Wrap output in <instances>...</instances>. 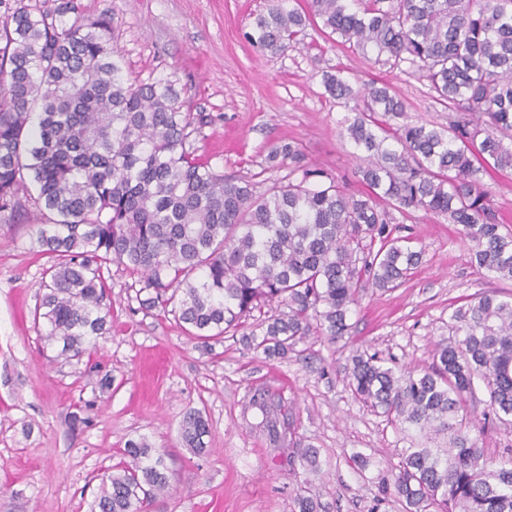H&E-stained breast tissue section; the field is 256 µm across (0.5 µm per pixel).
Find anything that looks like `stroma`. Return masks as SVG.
I'll use <instances>...</instances> for the list:
<instances>
[{
	"instance_id": "1",
	"label": "stroma",
	"mask_w": 512,
	"mask_h": 512,
	"mask_svg": "<svg viewBox=\"0 0 512 512\" xmlns=\"http://www.w3.org/2000/svg\"><path fill=\"white\" fill-rule=\"evenodd\" d=\"M81 2L87 13L110 18L124 77L171 83L198 129L197 155L249 181L258 195L287 179L290 162L269 153L291 141L315 184L334 180L349 194H369L343 128L348 111L329 97L325 75L391 86L412 123L444 127L456 117L412 67L376 63L375 53L349 48L321 21L285 53L256 48L244 34L268 0ZM483 183L498 222L512 229V170L489 171ZM390 216L394 235L422 250L420 266L394 290L363 292L342 339L312 335L283 358L249 350L245 338L286 305L264 306L204 344L173 312L142 308L138 283L114 263L104 271L111 333L92 355L59 358L34 321L50 264L37 228L24 217L0 223V512H89L103 474L121 462L127 441L140 438L165 449L170 475L169 492L146 512H294L296 489L308 477L321 512H401L382 495L381 478L401 449L444 448L448 437L423 436L355 399L351 357L365 350L427 370L453 310L486 294L512 295V280L478 270L470 243L447 217L412 208ZM105 378L110 388H102ZM257 392L283 400L295 439L318 451L317 473L270 447L249 407ZM191 408L210 427L201 455L180 440Z\"/></svg>"
}]
</instances>
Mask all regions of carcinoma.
Segmentation results:
<instances>
[{
	"label": "carcinoma",
	"instance_id": "cac0c4a2",
	"mask_svg": "<svg viewBox=\"0 0 512 512\" xmlns=\"http://www.w3.org/2000/svg\"><path fill=\"white\" fill-rule=\"evenodd\" d=\"M274 0L248 38L283 53L318 18L329 34L376 62L407 64L444 106L470 113L437 130L404 120L405 103L387 85L353 87L328 75L326 92L354 102L345 131L366 153L360 173L371 194L313 186L298 144L271 151L302 172L255 196L252 184L214 171L195 154L197 133L171 84L131 82L109 44L110 22L78 0H0V221L33 208L37 240L52 264L35 317L43 339L70 358L91 352L111 330L103 269L137 276L146 309L178 302V321L207 341L273 302L246 337L265 355L285 356L317 333L334 342L367 288L393 290L421 264L422 250L392 236L387 207L420 208L461 225L476 266L512 279V231L491 211L482 175L512 168V0ZM451 335L422 374L376 354L351 357L356 399L421 432L448 434L446 448H405L382 492L404 512H512V451L489 455L469 411L474 379L496 420L512 427V297L488 294L458 307ZM250 406L274 448L315 468L317 450L279 430L282 403ZM478 428V427H476ZM483 432V428H478ZM208 420L190 409L184 447L206 451ZM101 479L91 512H142L169 489L164 451L129 440ZM295 512H319L307 480Z\"/></svg>",
	"mask_w": 512,
	"mask_h": 512
}]
</instances>
